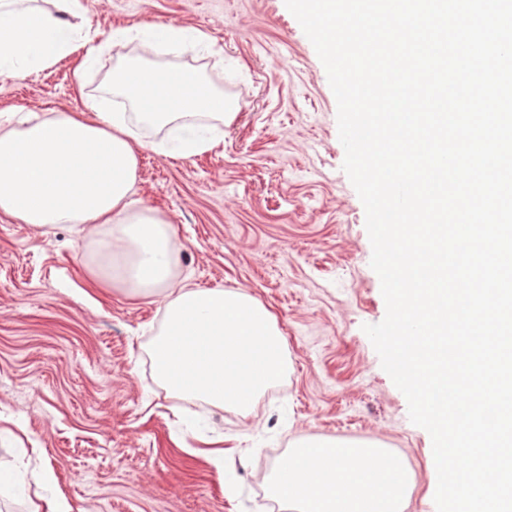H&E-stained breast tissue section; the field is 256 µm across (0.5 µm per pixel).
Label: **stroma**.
Wrapping results in <instances>:
<instances>
[{
  "label": "stroma",
  "instance_id": "obj_1",
  "mask_svg": "<svg viewBox=\"0 0 512 512\" xmlns=\"http://www.w3.org/2000/svg\"><path fill=\"white\" fill-rule=\"evenodd\" d=\"M80 31L106 39L144 21L194 25L223 56L147 54L197 71L239 114L215 150L140 154L137 197L182 250L179 282L242 287L276 315L290 369L249 414L184 400L149 356L161 297L89 282L86 233L0 215V512L29 497L72 512H263L267 479L296 437L372 439L413 475L408 512H432L431 437L363 327L386 305L366 214L343 169L337 102L284 0H84ZM0 99L39 113L79 106L68 63L0 79ZM224 440L223 469L194 455Z\"/></svg>",
  "mask_w": 512,
  "mask_h": 512
}]
</instances>
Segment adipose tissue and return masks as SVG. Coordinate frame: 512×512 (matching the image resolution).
Returning <instances> with one entry per match:
<instances>
[{"label": "adipose tissue", "mask_w": 512, "mask_h": 512, "mask_svg": "<svg viewBox=\"0 0 512 512\" xmlns=\"http://www.w3.org/2000/svg\"><path fill=\"white\" fill-rule=\"evenodd\" d=\"M54 2L45 10L34 0H0V77L68 59L79 82L119 44L174 55L215 47L197 27L154 21L113 28L99 43L74 30L83 0ZM110 83L127 110L91 99L49 116L0 108V214L87 229L93 259L84 270L96 286L163 297L150 351L162 384L186 400L249 412L287 369L275 314L242 288L178 285L176 228L133 192L142 150L202 155L219 145L216 127L235 121L237 105L197 73L150 67L136 55L113 68ZM158 129L164 137L148 142ZM411 486L409 470L377 443L307 435L277 462L268 490L290 512H405Z\"/></svg>", "instance_id": "ef3b65f1"}]
</instances>
